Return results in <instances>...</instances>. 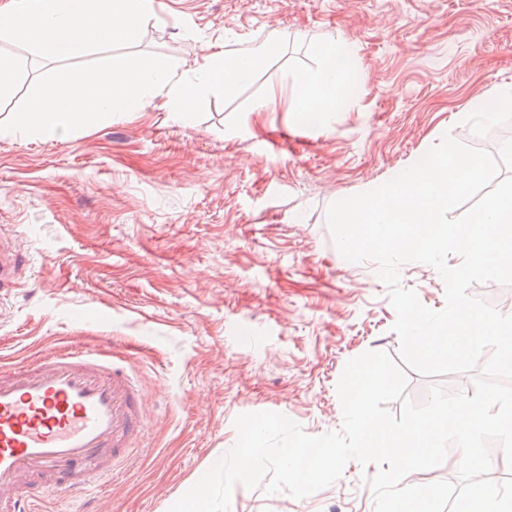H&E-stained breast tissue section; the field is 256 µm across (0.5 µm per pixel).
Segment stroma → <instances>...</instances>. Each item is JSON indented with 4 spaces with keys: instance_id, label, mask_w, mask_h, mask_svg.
<instances>
[{
    "instance_id": "obj_1",
    "label": "stroma",
    "mask_w": 512,
    "mask_h": 512,
    "mask_svg": "<svg viewBox=\"0 0 512 512\" xmlns=\"http://www.w3.org/2000/svg\"><path fill=\"white\" fill-rule=\"evenodd\" d=\"M287 40L230 102L189 122L141 112L42 143L0 139V232L22 255L0 290V368L57 347L112 344L147 393V438L82 496L40 492L44 512H168L237 440V416L273 411L308 435L342 427L337 384L369 350L398 354L396 313L374 261L345 263L329 206L393 179L512 84V0H162L134 52L190 76L204 56ZM350 50L351 91L324 124L296 113L320 48ZM24 73L0 98L7 121L52 60L10 42ZM267 111L255 112L269 91ZM435 311L445 285L402 264ZM375 466L348 463L303 499L235 485L231 512H375Z\"/></svg>"
}]
</instances>
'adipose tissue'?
Wrapping results in <instances>:
<instances>
[{
	"label": "adipose tissue",
	"mask_w": 512,
	"mask_h": 512,
	"mask_svg": "<svg viewBox=\"0 0 512 512\" xmlns=\"http://www.w3.org/2000/svg\"><path fill=\"white\" fill-rule=\"evenodd\" d=\"M322 67L314 74L300 78V103L297 108L302 118L319 120L327 117L336 108L333 87L342 84L344 75L336 65V49H322Z\"/></svg>",
	"instance_id": "ef3b65f1"
}]
</instances>
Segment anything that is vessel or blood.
<instances>
[{
    "instance_id": "obj_1",
    "label": "vessel or blood",
    "mask_w": 512,
    "mask_h": 512,
    "mask_svg": "<svg viewBox=\"0 0 512 512\" xmlns=\"http://www.w3.org/2000/svg\"><path fill=\"white\" fill-rule=\"evenodd\" d=\"M20 262L0 235V288ZM144 432L143 391L116 349L64 348L0 372V512H41L34 475L79 490L114 473Z\"/></svg>"
}]
</instances>
